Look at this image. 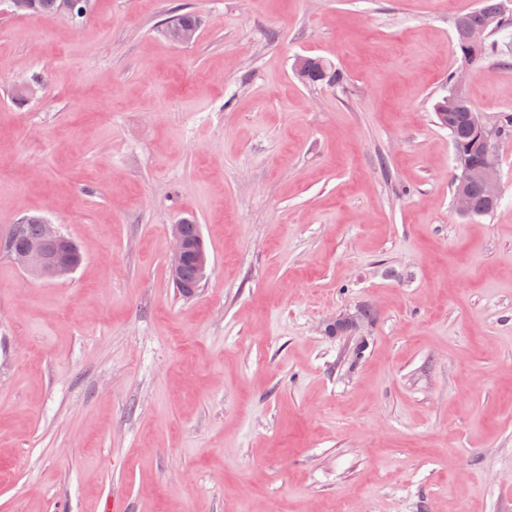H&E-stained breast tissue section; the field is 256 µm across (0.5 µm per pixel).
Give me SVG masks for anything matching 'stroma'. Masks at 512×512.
I'll use <instances>...</instances> for the list:
<instances>
[{"mask_svg": "<svg viewBox=\"0 0 512 512\" xmlns=\"http://www.w3.org/2000/svg\"><path fill=\"white\" fill-rule=\"evenodd\" d=\"M476 3L0 0V237L39 215L84 256L0 247V512H512V139L498 209L459 216L433 112ZM462 92L496 121L512 61ZM27 5L17 14H40L54 17L76 19L88 13L91 0H25ZM64 1L70 6L64 9ZM294 70L298 78L308 85H315L326 79L334 81L340 79L339 73L332 70L331 64L321 57L302 56L297 58ZM193 223L192 220H184L181 222V227L180 224H174L173 236L175 245L168 264L171 280L174 283H178L180 280L179 286L176 287L179 288L184 295H191L190 289L198 287L206 272L201 271L193 262L187 263L184 266L186 261L193 258L196 263L204 269L207 268L209 261L208 253L204 248L200 234L199 224ZM7 249L19 267L43 278H61L73 271L65 252L60 255L50 253L44 243L32 244L25 250H17L13 249L11 242H8ZM359 315L362 320L368 319L371 317L372 311L369 308H363L362 311L359 312ZM359 315L356 313H349V312H343V313L336 315V319L332 320L328 324V327H327L328 332L334 327H336V329L338 327H343L347 330V332H342L338 335H344V334H347L348 332L349 333L358 332L362 325V321H361Z\"/></svg>", "mask_w": 512, "mask_h": 512, "instance_id": "obj_1", "label": "stroma"}]
</instances>
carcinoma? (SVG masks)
Segmentation results:
<instances>
[{
	"instance_id": "obj_1",
	"label": "carcinoma",
	"mask_w": 512,
	"mask_h": 512,
	"mask_svg": "<svg viewBox=\"0 0 512 512\" xmlns=\"http://www.w3.org/2000/svg\"><path fill=\"white\" fill-rule=\"evenodd\" d=\"M68 3V8H63V3ZM91 0H27L22 14H40L54 17H67L76 19L88 13ZM503 0H480L478 8L458 16L455 20V53L459 58L469 59V63L479 62L489 55L500 57L512 56V12L503 11ZM498 21L495 34H501L505 41L496 39L486 41L480 47H473L468 41V34L485 27L489 19ZM174 29L181 31L198 30V21L195 15L190 13L179 14L168 21L166 32ZM294 70L298 78L305 84L315 85L326 79L338 80L340 75L332 69L329 62L321 57L302 56L295 60ZM474 111L467 98L456 102L453 108H448L446 100L442 99L434 106V112L441 126L448 129L451 141L458 148L455 155L456 165L466 164L473 168H481L487 164H497L494 147L486 148L474 139V134L469 123V113ZM473 215L483 216L494 211L497 203L489 201L479 183L472 182L467 187ZM43 217L29 216L19 224L12 225L7 238L13 241L14 247H23L29 241L41 238V224ZM205 272L190 262L181 272L179 290L190 294V290L198 287L203 280Z\"/></svg>"
}]
</instances>
